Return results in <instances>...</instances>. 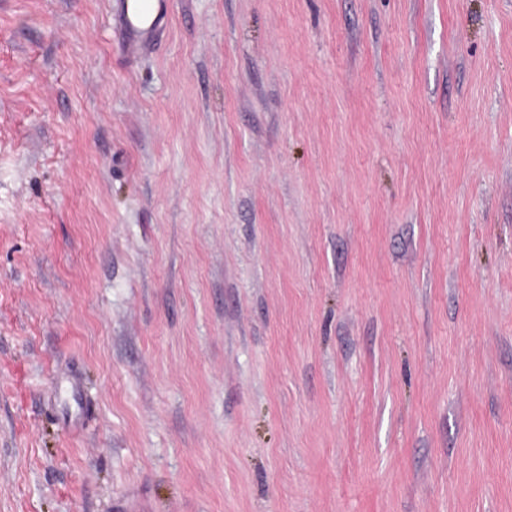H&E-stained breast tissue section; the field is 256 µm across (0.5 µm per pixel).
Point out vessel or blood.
<instances>
[{"mask_svg":"<svg viewBox=\"0 0 512 512\" xmlns=\"http://www.w3.org/2000/svg\"><path fill=\"white\" fill-rule=\"evenodd\" d=\"M166 14L167 0H124L113 23L128 56H139L150 48L162 29Z\"/></svg>","mask_w":512,"mask_h":512,"instance_id":"obj_1","label":"vessel or blood"}]
</instances>
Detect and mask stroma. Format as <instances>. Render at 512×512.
I'll list each match as a JSON object with an SVG mask.
<instances>
[{"label":"stroma","mask_w":512,"mask_h":512,"mask_svg":"<svg viewBox=\"0 0 512 512\" xmlns=\"http://www.w3.org/2000/svg\"><path fill=\"white\" fill-rule=\"evenodd\" d=\"M0 0V512H512V0ZM168 0H124L113 19L128 56L137 57L157 39L167 14Z\"/></svg>","instance_id":"obj_1"}]
</instances>
